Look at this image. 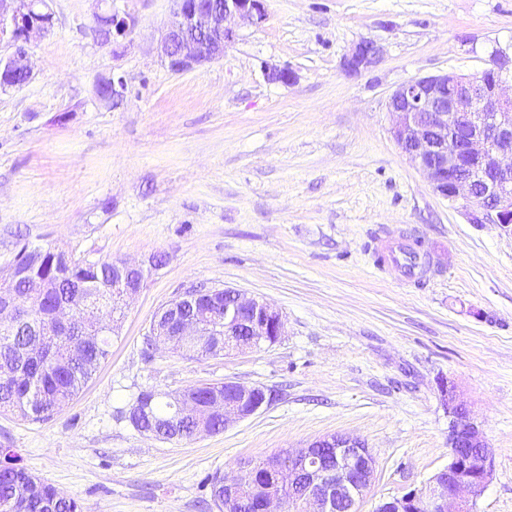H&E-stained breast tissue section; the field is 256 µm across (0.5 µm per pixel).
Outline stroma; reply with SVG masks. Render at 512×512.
Returning a JSON list of instances; mask_svg holds the SVG:
<instances>
[{
	"label": "stroma",
	"mask_w": 512,
	"mask_h": 512,
	"mask_svg": "<svg viewBox=\"0 0 512 512\" xmlns=\"http://www.w3.org/2000/svg\"><path fill=\"white\" fill-rule=\"evenodd\" d=\"M116 5L138 19L124 52L97 41L96 0H51L30 81L0 89V270L25 244L165 263L73 402L44 422L0 411V446L85 512H219L210 476L353 437L377 459L359 505L374 512L447 464L445 379L493 452L473 512H512V224L467 223L397 146L387 108L411 79L511 57L512 0H266L222 60L184 73L156 51L171 0ZM365 40L379 62L348 73ZM268 65L294 81L268 82ZM114 76L123 97H101ZM385 230L433 248L432 274L378 270ZM193 286L266 301L284 335L203 359L146 351L155 315ZM227 379L278 397L191 440L127 419L140 390Z\"/></svg>",
	"instance_id": "obj_1"
}]
</instances>
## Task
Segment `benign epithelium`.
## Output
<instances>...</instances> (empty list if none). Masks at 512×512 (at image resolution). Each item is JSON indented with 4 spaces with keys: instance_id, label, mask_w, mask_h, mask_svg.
I'll list each match as a JSON object with an SVG mask.
<instances>
[{
    "instance_id": "obj_1",
    "label": "benign epithelium",
    "mask_w": 512,
    "mask_h": 512,
    "mask_svg": "<svg viewBox=\"0 0 512 512\" xmlns=\"http://www.w3.org/2000/svg\"><path fill=\"white\" fill-rule=\"evenodd\" d=\"M171 17L160 43L161 56L176 72L199 70L224 57L235 41V30L226 25L233 17L262 21L265 0H171ZM36 0H0V37L8 38L14 52L0 56V69L31 78L27 64L28 45L36 34L47 32L53 14L35 11ZM95 25L112 27V54L124 48L137 19L133 13L114 7L94 14ZM380 49L363 41L344 69L358 73L376 64ZM271 83L288 84L294 74L283 67L264 68ZM512 68L508 61L494 59L492 66L475 76L449 71L412 79L390 95L388 112L391 133L409 161L427 176L433 189L458 206L471 224H512ZM156 267L155 258L113 263L112 286L124 289L132 299L145 282L146 272ZM155 316L151 331L178 336L224 337V350L260 347L268 337H281L283 315L265 302L230 293L224 306V325L203 330L195 317L182 318L176 304ZM228 395L220 404L224 426L242 421L268 406L271 390L234 380L222 382ZM448 411V464L430 478L423 490H413L382 501L375 512H472L493 477V453L471 410L457 395L451 381L440 383ZM336 449V468L323 469L318 451ZM288 468V496L273 488L279 471ZM261 485L253 464H245L224 478V499L250 501L259 497V512H344L355 509L371 490L376 477V459L357 438L326 436L292 451L288 461L265 462Z\"/></svg>"
}]
</instances>
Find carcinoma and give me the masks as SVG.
<instances>
[{"label": "carcinoma", "mask_w": 512, "mask_h": 512, "mask_svg": "<svg viewBox=\"0 0 512 512\" xmlns=\"http://www.w3.org/2000/svg\"><path fill=\"white\" fill-rule=\"evenodd\" d=\"M1 294L8 295L15 318L12 325H0V409L33 422L50 419L68 406L108 355L105 334L112 332V318L122 314L121 289L112 287V261L84 264L64 261L51 250L24 253L13 275L0 281ZM68 304L98 308L105 332L35 336L22 326L28 321L46 327L53 311ZM169 342L172 352L196 359L216 345L224 348L222 336H203L195 343L171 336ZM187 395L206 405L223 392L205 384L189 388ZM129 419L138 431L163 440L190 439L197 429L176 396L152 389L138 393ZM3 452L9 458L0 462V512H13L17 499L25 502L27 512H83L78 500L59 495L56 487L20 466L11 449ZM210 484L221 512H244L243 506L224 501L223 475H213Z\"/></svg>", "instance_id": "cac0c4a2"}]
</instances>
